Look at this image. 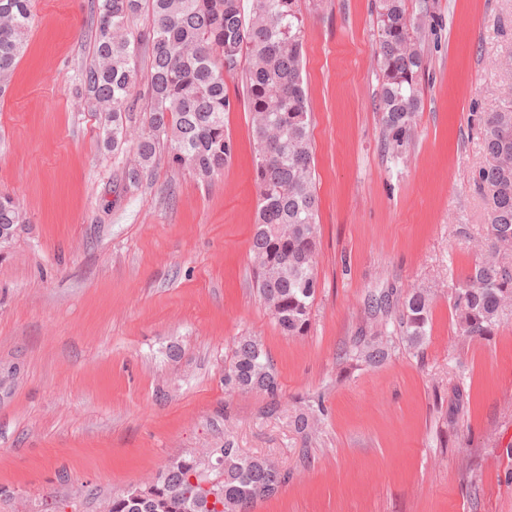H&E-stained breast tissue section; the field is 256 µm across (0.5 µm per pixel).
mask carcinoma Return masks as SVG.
Segmentation results:
<instances>
[{"label": "carcinoma", "instance_id": "obj_1", "mask_svg": "<svg viewBox=\"0 0 512 512\" xmlns=\"http://www.w3.org/2000/svg\"><path fill=\"white\" fill-rule=\"evenodd\" d=\"M150 0L153 26L146 39L148 132L134 142L136 164L128 172L139 184L153 167L160 138L171 162L202 181L218 175L232 158L234 143L224 114L235 109L228 80L242 78L251 116L254 167L259 189L258 219L251 240L257 294L280 332L301 336L310 324L319 288V198L313 177L309 108L303 87L306 17L299 0ZM142 0H97L94 63L81 72L80 94L107 113L104 144L127 146L123 116L132 104L139 43L129 28ZM376 109L384 150L405 156L420 109L418 78L426 68L423 22L407 15L405 0H377ZM32 21L31 0H0V81L21 54ZM487 165L474 176L488 192V255L478 261L449 297L456 333L464 340L493 334L512 308V103L480 118ZM20 212L13 196L0 193V227L15 231ZM432 298L415 288L403 297L397 326L409 346L427 336ZM389 341L376 334L355 346L354 357L369 365L385 362ZM224 386L260 393L277 408L278 373L260 340L241 336L224 367ZM323 411L321 401L294 411L290 424L308 434ZM221 468L207 474L191 454L163 465L140 500L129 493L112 498L111 512H249L253 503L280 491L289 476L265 458L247 457L224 439ZM223 476V496L207 508L201 484Z\"/></svg>", "mask_w": 512, "mask_h": 512}]
</instances>
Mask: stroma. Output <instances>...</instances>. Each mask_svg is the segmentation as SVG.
<instances>
[{
	"label": "stroma",
	"mask_w": 512,
	"mask_h": 512,
	"mask_svg": "<svg viewBox=\"0 0 512 512\" xmlns=\"http://www.w3.org/2000/svg\"><path fill=\"white\" fill-rule=\"evenodd\" d=\"M304 85L320 200L319 288L302 336L260 301L250 114L226 113L235 152L211 182L159 151L131 187L132 148L77 93L93 60L92 0H33L26 48L0 95V191L21 224L0 245V512L101 503L169 458L225 440L290 479L250 512H512V314L458 337L448 301L482 255L488 202L479 118L512 88V0L428 8L411 156L383 151L375 0H300ZM429 289L420 349L388 317L379 366L353 359L371 297ZM258 338L277 411L228 392L238 337ZM327 411L309 436L288 417ZM314 403L315 405L307 404L303 409L294 410V414L289 417L290 424L293 425L297 433L307 436L311 428V422L318 416L317 412L322 413L321 401L318 399Z\"/></svg>",
	"instance_id": "obj_1"
}]
</instances>
